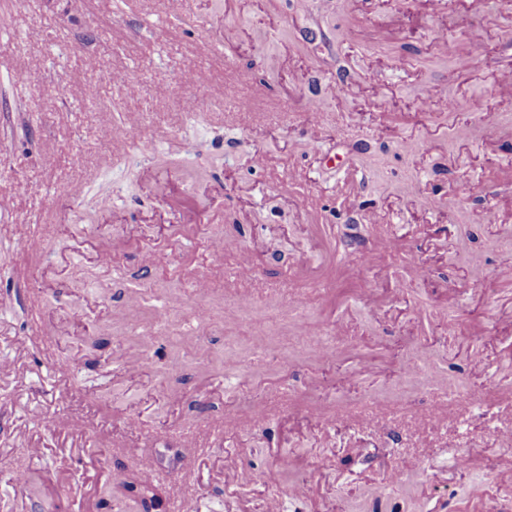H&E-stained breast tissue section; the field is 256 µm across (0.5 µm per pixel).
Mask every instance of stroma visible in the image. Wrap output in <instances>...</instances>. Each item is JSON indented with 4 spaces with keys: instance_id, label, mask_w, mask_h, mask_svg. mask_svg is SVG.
I'll return each mask as SVG.
<instances>
[{
    "instance_id": "35a3bbf8",
    "label": "stroma",
    "mask_w": 512,
    "mask_h": 512,
    "mask_svg": "<svg viewBox=\"0 0 512 512\" xmlns=\"http://www.w3.org/2000/svg\"><path fill=\"white\" fill-rule=\"evenodd\" d=\"M230 234L248 307L180 273ZM146 465L155 512H512V0H0V512Z\"/></svg>"
}]
</instances>
